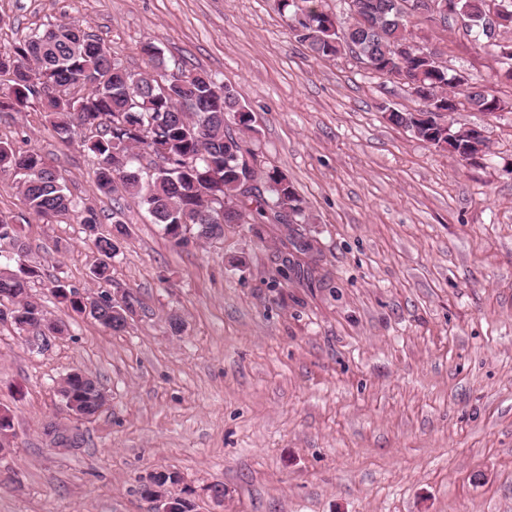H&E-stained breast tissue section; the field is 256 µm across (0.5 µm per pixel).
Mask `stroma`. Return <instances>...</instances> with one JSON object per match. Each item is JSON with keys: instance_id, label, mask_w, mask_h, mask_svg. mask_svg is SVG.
I'll use <instances>...</instances> for the list:
<instances>
[{"instance_id": "1", "label": "stroma", "mask_w": 512, "mask_h": 512, "mask_svg": "<svg viewBox=\"0 0 512 512\" xmlns=\"http://www.w3.org/2000/svg\"><path fill=\"white\" fill-rule=\"evenodd\" d=\"M48 23L81 25L128 70H145L152 41L170 69L231 86L309 220L290 237L228 224L175 246L137 199L98 190L91 155L44 113L0 112V140L44 155L100 232L121 207L109 287L138 298L120 333L59 303L56 280L95 289L99 255L75 214L38 219L0 174V216L22 225L15 250L41 271L31 294L67 326L40 348L0 323L13 421L0 512H145L138 480L159 470L223 484L224 512H512V111L459 108L456 126L489 143L462 162L386 120L383 107L419 109L404 85L348 53L315 59L275 0H0V47ZM421 33L512 102L498 57L464 27ZM74 369L110 402L62 452L44 427L65 421L55 383Z\"/></svg>"}]
</instances>
